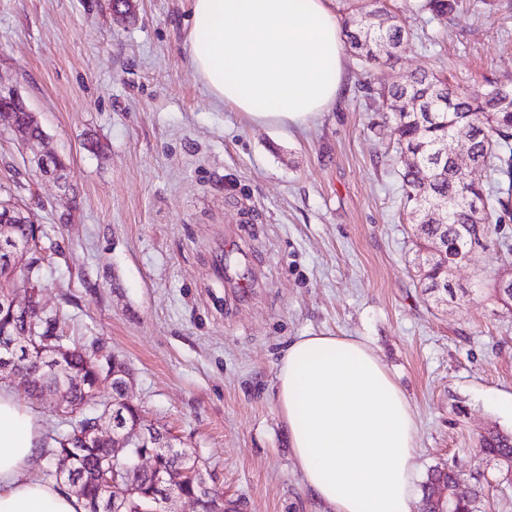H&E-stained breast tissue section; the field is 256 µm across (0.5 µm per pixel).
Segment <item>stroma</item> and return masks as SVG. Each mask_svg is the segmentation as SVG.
<instances>
[{
	"label": "stroma",
	"mask_w": 512,
	"mask_h": 512,
	"mask_svg": "<svg viewBox=\"0 0 512 512\" xmlns=\"http://www.w3.org/2000/svg\"><path fill=\"white\" fill-rule=\"evenodd\" d=\"M377 64L345 54L343 90L309 128L256 126L216 103L187 52L193 0H0V82L18 88L69 196L0 120V185L36 217L41 302L65 335L132 375L128 400L206 460L244 512H327L305 488L276 401L277 364L304 334L367 342L408 397L435 466L482 471L494 512L512 480L479 452L512 414V312L485 294L436 302L415 277L392 138L369 81L428 70L478 86L512 78V0H459ZM512 266L474 249L472 285Z\"/></svg>",
	"instance_id": "1"
}]
</instances>
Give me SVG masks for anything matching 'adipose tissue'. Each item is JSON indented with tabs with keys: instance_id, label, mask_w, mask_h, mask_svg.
<instances>
[{
	"instance_id": "obj_1",
	"label": "adipose tissue",
	"mask_w": 512,
	"mask_h": 512,
	"mask_svg": "<svg viewBox=\"0 0 512 512\" xmlns=\"http://www.w3.org/2000/svg\"><path fill=\"white\" fill-rule=\"evenodd\" d=\"M189 53L211 95L258 125L308 126L342 88L343 42L327 0H193ZM276 393L314 499L330 512H414L416 417L369 344L296 337ZM41 446L38 414L0 389V512H84L67 488L33 478Z\"/></svg>"
}]
</instances>
